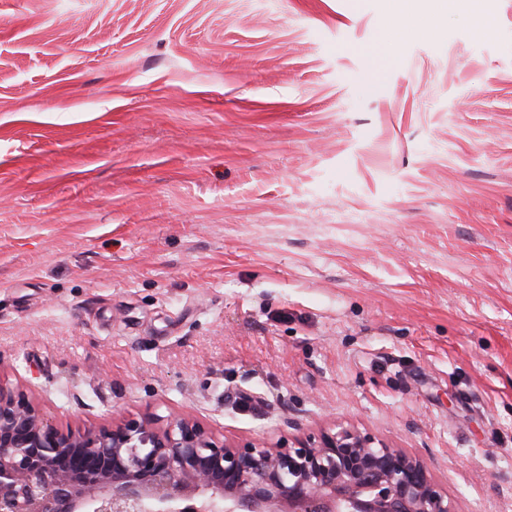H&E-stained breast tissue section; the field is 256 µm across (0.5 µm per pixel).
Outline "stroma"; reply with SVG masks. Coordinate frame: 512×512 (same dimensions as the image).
<instances>
[{
    "instance_id": "35a3bbf8",
    "label": "stroma",
    "mask_w": 512,
    "mask_h": 512,
    "mask_svg": "<svg viewBox=\"0 0 512 512\" xmlns=\"http://www.w3.org/2000/svg\"><path fill=\"white\" fill-rule=\"evenodd\" d=\"M0 0V382L59 427L345 426L512 512V0ZM426 1L430 0L404 1L407 2L409 6L402 13H398L395 20L393 29L396 38L401 37L411 28H418L425 32H431L433 30ZM464 1L463 7L469 16L473 27L478 31H488L490 29L488 20V6L486 0H459Z\"/></svg>"
}]
</instances>
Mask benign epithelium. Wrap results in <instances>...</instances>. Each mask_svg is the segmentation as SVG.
Returning <instances> with one entry per match:
<instances>
[{"instance_id": "benign-epithelium-1", "label": "benign epithelium", "mask_w": 512, "mask_h": 512, "mask_svg": "<svg viewBox=\"0 0 512 512\" xmlns=\"http://www.w3.org/2000/svg\"><path fill=\"white\" fill-rule=\"evenodd\" d=\"M0 512H455L430 467L342 428L220 441L191 416L62 429L0 383Z\"/></svg>"}]
</instances>
